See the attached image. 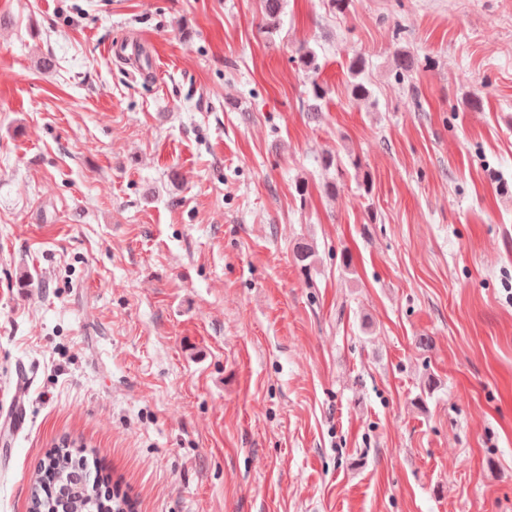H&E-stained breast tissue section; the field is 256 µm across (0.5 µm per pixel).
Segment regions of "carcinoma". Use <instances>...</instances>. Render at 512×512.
Listing matches in <instances>:
<instances>
[{"mask_svg": "<svg viewBox=\"0 0 512 512\" xmlns=\"http://www.w3.org/2000/svg\"><path fill=\"white\" fill-rule=\"evenodd\" d=\"M262 28L272 34L280 25L282 0H261ZM298 66L313 76L320 68L316 53L302 44L297 49ZM365 68L364 59L355 54L349 60L353 77L352 93L359 99L370 97L367 85L358 80ZM326 167H336L338 174L345 166L360 173L361 161L352 156L349 162L328 156ZM28 512H132L126 502L106 492L102 482L91 476L89 460L83 446L67 438L61 439L45 454L31 479Z\"/></svg>", "mask_w": 512, "mask_h": 512, "instance_id": "1", "label": "carcinoma"}]
</instances>
